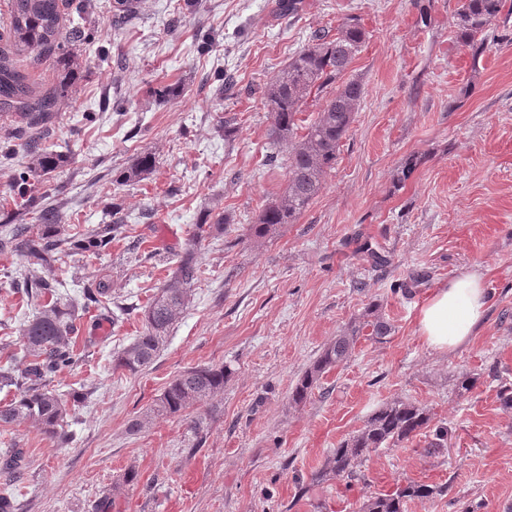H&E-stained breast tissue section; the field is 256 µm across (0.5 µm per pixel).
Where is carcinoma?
<instances>
[{
	"instance_id": "carcinoma-1",
	"label": "carcinoma",
	"mask_w": 512,
	"mask_h": 512,
	"mask_svg": "<svg viewBox=\"0 0 512 512\" xmlns=\"http://www.w3.org/2000/svg\"><path fill=\"white\" fill-rule=\"evenodd\" d=\"M63 6L84 21L90 15L92 0H8L9 28L0 33V111L20 116V125L3 128L0 139L6 142L4 157L10 159L21 151L25 158L12 183L15 209L12 216L0 222V252H17L26 258L28 265L21 279H11V285L22 286L28 301L36 303L35 313L20 328L24 367L19 371L0 368V391L12 394L0 404V427L33 426L58 446L71 439L66 429L70 405L50 388V383L58 372L82 361L75 336L79 312L93 303L100 315L111 316L112 295L108 282L101 280L82 297L65 296L45 273L61 246L98 254L123 227V219L114 211L112 223L70 234L64 203L56 199L49 202V193L36 190V185L50 181L70 162L67 154L47 141L45 129L73 82L85 73L70 47L93 42L86 25L68 29L62 25ZM138 7L139 0H113L112 23L118 27L128 24ZM502 8V0H460L457 26L474 54L484 51V40L479 35L497 20ZM365 39L366 32L355 18L345 19L334 38L318 31L265 84L263 99L271 119L269 139L275 146L288 148L286 158L275 152L268 155V162L284 166L287 181L284 191L267 201L256 222L249 225V239L266 240L282 225L295 223L320 193L327 174L335 169L342 139L355 121L364 94L361 82L348 72ZM21 53L55 57L58 84L43 92L35 91L28 75L15 65L14 57ZM310 99L318 105L317 115L305 124L298 115L307 110ZM155 164V157L141 156L120 175V181H136ZM227 221L228 217L218 212L212 223L195 225V237L222 232ZM200 273L193 250L177 255L168 268L165 284L143 312V331L113 355L115 369L136 374L154 361L170 329L188 307ZM368 316L324 347L299 377L289 396L291 403L305 402L323 373L347 361L364 330H369L370 339L377 342L390 334L391 324L383 316L375 311ZM228 375L225 367L214 365L183 371L167 384L143 417L131 423V430L137 432L154 418L178 415L224 392ZM430 421L429 410L415 403L399 400L381 405L355 435L327 456L315 480L357 479L371 451L384 444L397 446L410 441L429 428ZM22 463V450L13 448L0 456V471L15 481ZM447 491L446 487L409 481L368 497L361 512H403L408 500H429Z\"/></svg>"
}]
</instances>
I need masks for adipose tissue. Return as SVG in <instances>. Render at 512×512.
<instances>
[{
	"instance_id": "obj_1",
	"label": "adipose tissue",
	"mask_w": 512,
	"mask_h": 512,
	"mask_svg": "<svg viewBox=\"0 0 512 512\" xmlns=\"http://www.w3.org/2000/svg\"><path fill=\"white\" fill-rule=\"evenodd\" d=\"M480 274L471 273L435 288L420 307L416 330L427 346L445 352L466 343L487 311Z\"/></svg>"
}]
</instances>
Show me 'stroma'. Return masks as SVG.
<instances>
[{"label":"stroma","mask_w":512,"mask_h":512,"mask_svg":"<svg viewBox=\"0 0 512 512\" xmlns=\"http://www.w3.org/2000/svg\"><path fill=\"white\" fill-rule=\"evenodd\" d=\"M90 68L51 126L70 155L50 188L74 224L110 223L120 207L130 230L98 254L62 249L52 276L73 293L107 277L117 320L96 308L77 321L79 366L51 387L80 393L58 447L33 427L0 430V452L24 449L21 481L6 485L27 512H359L370 495L411 480L447 485L405 512H512V14L487 28L474 54L456 37L459 0H141L136 20L113 27V0H92ZM357 18L367 39L351 75L364 86L336 167L293 224L247 239L263 204L286 185L268 165L269 114L260 88L318 30ZM106 62H99V54ZM171 85L161 99L154 88ZM235 118L232 137L218 119ZM155 169L120 185L144 153ZM418 165L403 168L409 159ZM223 232L195 239L209 209ZM195 248L204 269L154 362L131 374L115 352L142 330L141 310L172 259ZM18 253H0V367H18L19 329L34 308L8 280ZM489 294L468 343L439 353L416 331L428 293L471 271ZM378 309L392 326L382 342L359 339L323 374L305 404L289 395L323 348ZM198 365H224L221 395L137 433L167 383ZM475 388L457 389L462 374ZM427 406L447 427L371 452L352 485L315 482L330 450L380 405ZM137 481L127 484V472Z\"/></svg>","instance_id":"stroma-1"}]
</instances>
